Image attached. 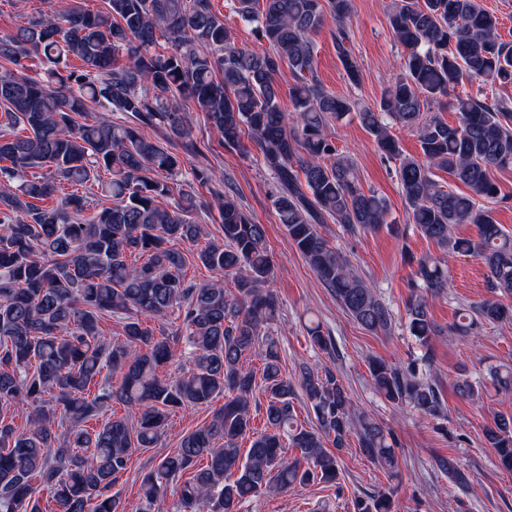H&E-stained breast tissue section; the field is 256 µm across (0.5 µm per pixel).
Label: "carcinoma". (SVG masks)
<instances>
[{
    "label": "carcinoma",
    "instance_id": "1",
    "mask_svg": "<svg viewBox=\"0 0 512 512\" xmlns=\"http://www.w3.org/2000/svg\"><path fill=\"white\" fill-rule=\"evenodd\" d=\"M232 12L254 26L257 47H240L214 0H108L91 12L59 0L47 14L0 36V512H123L112 488L135 450L157 447L170 415L224 398L211 419L184 435L141 480L139 512H159L176 488V512H240L251 498L314 482L334 485L341 453L355 435L359 449L390 476L397 442L381 422L356 413L343 381L303 363L293 379L282 370L269 325L280 313L264 290L274 261L266 228L224 192L213 170L181 178L180 154L198 151L188 107L204 113L224 147L252 142L277 183L273 207L288 237L341 307L365 330H389L391 308L322 235L326 218L349 232H374L388 220L386 200L364 191L352 158L327 134L351 111L381 152L396 161L409 223L450 255L475 254L490 292L512 293V236L489 204L506 203L493 171L512 169V105L486 91L512 86V42L480 0H392L394 38L406 54L400 73L372 108L327 90L314 68L315 41L326 17L351 85L360 81L344 22L351 0H232ZM78 59L83 68L75 69ZM42 71L28 73L29 63ZM288 64L294 111H282L276 76ZM478 83L477 95L458 88ZM456 112L445 121L437 109ZM416 133L420 152L402 154L393 125ZM166 132L161 142L143 127ZM178 143L182 152L169 148ZM446 171L468 191L434 179ZM75 188L58 195L61 185ZM207 188L222 236L196 252L213 279L183 275L182 243H197L195 185ZM110 198L105 206L97 196ZM173 200L167 207L164 202ZM473 224L477 238L456 226ZM234 277L237 293L224 288ZM448 272L422 258L406 302L408 330L421 356L407 364L368 361L374 390L397 408L425 418L444 414L440 392L422 366L440 333L428 295L444 292ZM178 311L185 334L167 336L150 323ZM116 321L119 339L101 323ZM512 306L494 299L469 306L450 329L475 336L485 323H509ZM310 345L336 356L321 325ZM184 341L191 367L177 364ZM256 355L261 375L243 365ZM512 392V369L489 372ZM302 392L316 425L297 419ZM264 396L265 423L248 449L251 400ZM119 403L127 415L110 417ZM26 413L18 430L3 410ZM488 445L512 469V417L485 431ZM296 450L290 458L285 447ZM461 488L470 474L439 459ZM398 487L355 499V512H394Z\"/></svg>",
    "mask_w": 512,
    "mask_h": 512
}]
</instances>
